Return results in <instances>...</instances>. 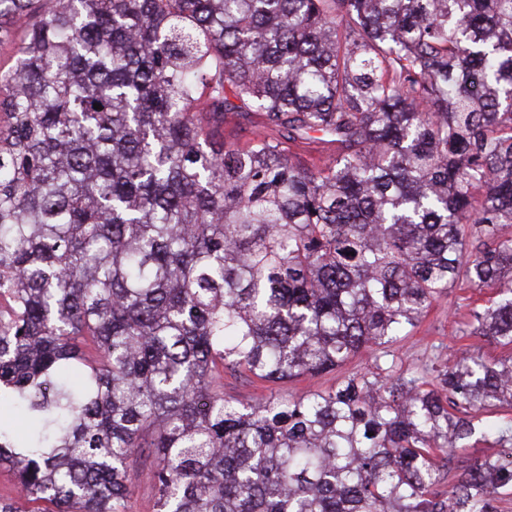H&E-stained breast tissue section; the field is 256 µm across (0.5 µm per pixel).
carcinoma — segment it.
Returning a JSON list of instances; mask_svg holds the SVG:
<instances>
[{"mask_svg": "<svg viewBox=\"0 0 512 512\" xmlns=\"http://www.w3.org/2000/svg\"><path fill=\"white\" fill-rule=\"evenodd\" d=\"M0 465L32 512H505L512 0H0ZM100 104L102 109L94 108ZM248 108L245 146L204 121ZM317 150L322 166L283 141ZM510 354L388 350L457 284ZM373 370L318 391L264 382ZM495 449L448 481L452 449ZM270 390L279 391L276 386L263 387L261 384H250L243 377L224 370V396L238 399L243 402L250 401L257 396L269 393ZM152 457L143 458L136 464L133 477L134 491L129 501L128 512H155L153 490L150 479Z\"/></svg>", "mask_w": 512, "mask_h": 512, "instance_id": "cac0c4a2", "label": "carcinoma"}]
</instances>
